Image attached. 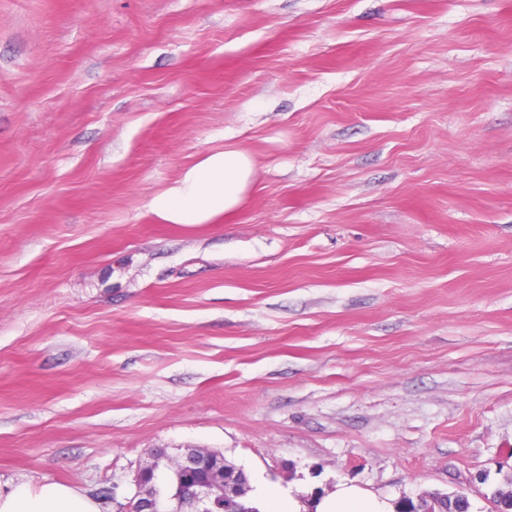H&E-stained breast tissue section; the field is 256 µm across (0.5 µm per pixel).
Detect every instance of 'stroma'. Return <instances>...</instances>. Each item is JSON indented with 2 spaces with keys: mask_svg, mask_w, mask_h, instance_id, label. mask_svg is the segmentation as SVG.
Masks as SVG:
<instances>
[{
  "mask_svg": "<svg viewBox=\"0 0 512 512\" xmlns=\"http://www.w3.org/2000/svg\"><path fill=\"white\" fill-rule=\"evenodd\" d=\"M255 161L222 224L150 199ZM301 506L512 475V0H0V476L156 451ZM255 162L234 144L201 157L155 195L148 211L164 224H220L240 210L254 185Z\"/></svg>",
  "mask_w": 512,
  "mask_h": 512,
  "instance_id": "1",
  "label": "stroma"
}]
</instances>
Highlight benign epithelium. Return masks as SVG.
Returning <instances> with one entry per match:
<instances>
[{
	"label": "benign epithelium",
	"mask_w": 512,
	"mask_h": 512,
	"mask_svg": "<svg viewBox=\"0 0 512 512\" xmlns=\"http://www.w3.org/2000/svg\"><path fill=\"white\" fill-rule=\"evenodd\" d=\"M178 475L193 477L204 474L199 482H178L177 492L172 500L176 506L170 512H229L225 502L245 496L232 479L226 477L224 456L209 449H192L173 462ZM156 470L155 462L141 467L135 477V494L128 512H164L160 499L147 484V478Z\"/></svg>",
	"instance_id": "benign-epithelium-1"
}]
</instances>
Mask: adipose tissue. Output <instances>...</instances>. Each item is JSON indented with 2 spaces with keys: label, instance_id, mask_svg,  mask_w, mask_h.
<instances>
[{
  "label": "adipose tissue",
  "instance_id": "1",
  "mask_svg": "<svg viewBox=\"0 0 512 512\" xmlns=\"http://www.w3.org/2000/svg\"><path fill=\"white\" fill-rule=\"evenodd\" d=\"M251 154L233 144L201 157L155 195L148 210L165 224H218L240 210L254 185ZM0 512H101L97 500L63 484L0 482ZM315 512H393L381 495L347 482L320 498Z\"/></svg>",
  "mask_w": 512,
  "mask_h": 512
}]
</instances>
